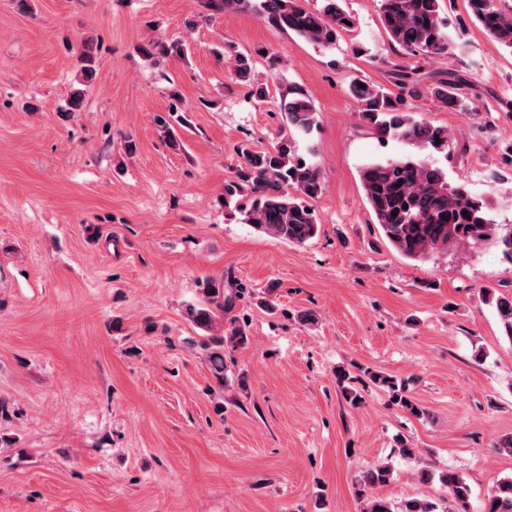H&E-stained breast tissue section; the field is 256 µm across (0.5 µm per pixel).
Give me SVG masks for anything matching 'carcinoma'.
<instances>
[{
	"mask_svg": "<svg viewBox=\"0 0 512 512\" xmlns=\"http://www.w3.org/2000/svg\"><path fill=\"white\" fill-rule=\"evenodd\" d=\"M380 20L387 34L403 50L431 58L448 51V34L440 17L442 0H379ZM468 16L500 46L512 53V15L504 12L497 0H464ZM205 7L220 13H254L285 32L331 48L355 23L344 9L343 0H321V6L310 7L309 0H206ZM145 56L156 61L182 55L179 43L152 42L140 48ZM231 79L252 86L257 81L255 67L247 56H235L229 69ZM391 74L401 89L397 95H386L373 86L354 81L350 95L358 104L364 123L379 137L410 144L427 152L423 157L404 156L364 165L360 181L364 197L375 223L388 243L403 256L424 260L439 252L467 242L475 247L493 245L512 259V225L493 222L490 204L474 194L464 181L448 182L445 171L433 159L432 152H442L453 143L445 127L416 119L408 112L406 96H426L452 112L469 111L466 89L469 83L462 76L448 72L435 77L423 67L408 68L394 63ZM280 108L286 116L279 141L270 150H241L243 163L236 179L224 184V206L241 200L239 206L248 222L264 233L295 245H302L318 233L311 201L323 191L320 170L299 165L293 153V133H310L316 126L315 110L308 97L292 90L283 97ZM483 301L497 314L504 335L512 339V295L493 288L481 290ZM241 295L239 288L204 289V300L191 305L187 314L198 327L213 332L200 344L205 361L220 382L224 381V346L245 343V322L229 318V328L216 334V324L224 320ZM373 383L393 391L396 401L415 417L423 418L426 408L397 391L396 379L369 373ZM345 399L356 406L362 396L352 388L347 373L338 374ZM391 469L376 465L363 472L357 492L366 501L363 512H394L393 503L373 493L390 482ZM458 512H468L470 485L454 472L439 475ZM480 512H512V478L503 480L485 497Z\"/></svg>",
	"mask_w": 512,
	"mask_h": 512,
	"instance_id": "carcinoma-1",
	"label": "carcinoma"
}]
</instances>
